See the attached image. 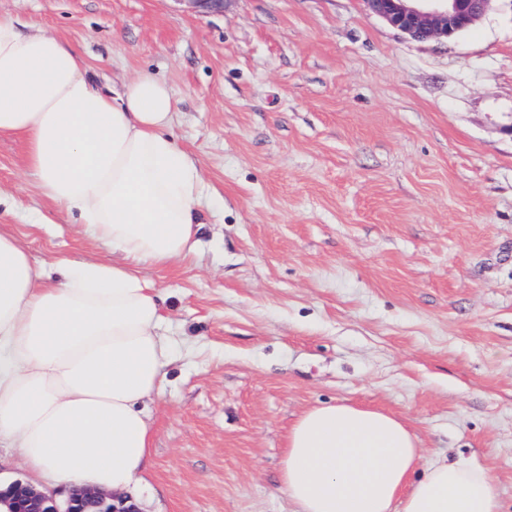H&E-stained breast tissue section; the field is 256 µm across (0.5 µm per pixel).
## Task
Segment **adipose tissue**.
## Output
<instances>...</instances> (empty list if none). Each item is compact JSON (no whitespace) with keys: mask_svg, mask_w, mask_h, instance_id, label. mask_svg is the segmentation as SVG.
Masks as SVG:
<instances>
[{"mask_svg":"<svg viewBox=\"0 0 512 512\" xmlns=\"http://www.w3.org/2000/svg\"><path fill=\"white\" fill-rule=\"evenodd\" d=\"M88 70L54 32L0 16V136L24 142L43 198L123 254L39 265L0 231V447L19 449L38 489L121 496L151 454L147 402L172 358L162 297L137 268L192 252L202 185L166 135L167 83L142 73L116 94ZM281 482L294 512H502L487 470L423 462L402 420L349 403L299 415Z\"/></svg>","mask_w":512,"mask_h":512,"instance_id":"adipose-tissue-1","label":"adipose tissue"}]
</instances>
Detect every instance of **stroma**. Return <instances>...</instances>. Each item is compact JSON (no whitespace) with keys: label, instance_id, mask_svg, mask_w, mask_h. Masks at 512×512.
<instances>
[{"label":"stroma","instance_id":"obj_1","mask_svg":"<svg viewBox=\"0 0 512 512\" xmlns=\"http://www.w3.org/2000/svg\"><path fill=\"white\" fill-rule=\"evenodd\" d=\"M77 47L97 83L139 73L206 190L194 253L143 264L173 359L149 404L140 512H292L279 480L306 409L393 413L422 455L489 470L512 512V0L416 42L362 0H0ZM0 229L33 259L112 246L36 188L0 138Z\"/></svg>","mask_w":512,"mask_h":512}]
</instances>
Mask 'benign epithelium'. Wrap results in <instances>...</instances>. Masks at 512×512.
Masks as SVG:
<instances>
[{"mask_svg":"<svg viewBox=\"0 0 512 512\" xmlns=\"http://www.w3.org/2000/svg\"><path fill=\"white\" fill-rule=\"evenodd\" d=\"M492 0H364L366 8L418 42L451 40L485 16ZM5 512H140L136 503L87 488L74 489L60 502L23 482L0 489Z\"/></svg>","mask_w":512,"mask_h":512,"instance_id":"benign-epithelium-1","label":"benign epithelium"}]
</instances>
